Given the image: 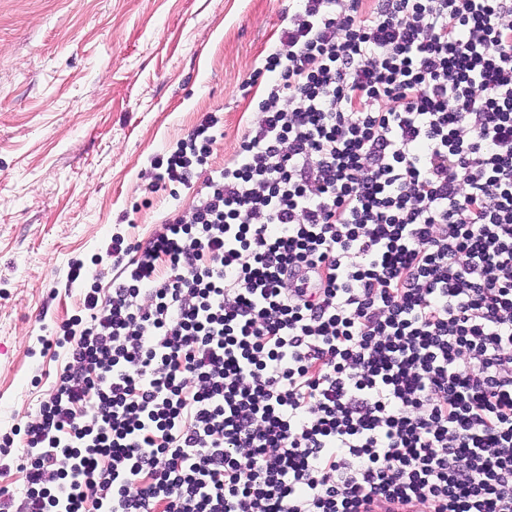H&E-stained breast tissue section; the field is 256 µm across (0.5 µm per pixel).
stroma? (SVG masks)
<instances>
[{
    "label": "stroma",
    "instance_id": "stroma-1",
    "mask_svg": "<svg viewBox=\"0 0 512 512\" xmlns=\"http://www.w3.org/2000/svg\"><path fill=\"white\" fill-rule=\"evenodd\" d=\"M288 0H0V435L62 371L38 338L70 318L72 261L95 271L117 224L146 239L187 189L146 193L152 158L218 112L233 157Z\"/></svg>",
    "mask_w": 512,
    "mask_h": 512
}]
</instances>
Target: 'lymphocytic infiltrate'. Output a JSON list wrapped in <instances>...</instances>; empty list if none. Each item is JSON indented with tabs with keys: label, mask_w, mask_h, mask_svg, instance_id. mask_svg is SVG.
Segmentation results:
<instances>
[{
	"label": "lymphocytic infiltrate",
	"mask_w": 512,
	"mask_h": 512,
	"mask_svg": "<svg viewBox=\"0 0 512 512\" xmlns=\"http://www.w3.org/2000/svg\"><path fill=\"white\" fill-rule=\"evenodd\" d=\"M260 117L204 113L44 350L0 512H512V0H293Z\"/></svg>",
	"instance_id": "obj_1"
}]
</instances>
